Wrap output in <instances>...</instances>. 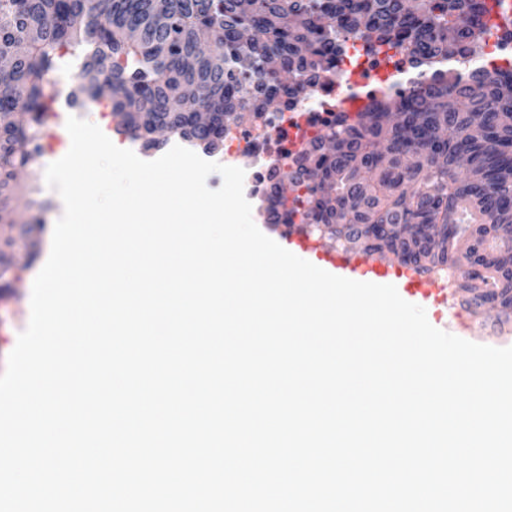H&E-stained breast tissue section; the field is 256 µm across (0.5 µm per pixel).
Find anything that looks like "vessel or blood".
Listing matches in <instances>:
<instances>
[{"label": "vessel or blood", "instance_id": "b4317fda", "mask_svg": "<svg viewBox=\"0 0 512 512\" xmlns=\"http://www.w3.org/2000/svg\"><path fill=\"white\" fill-rule=\"evenodd\" d=\"M288 248L301 255H317L323 263L324 270L337 276L385 284L391 275L386 262L377 256L336 252L322 248L319 244L299 235L289 237ZM400 277L404 285L399 288L398 293L405 301H420L436 307L447 304L448 288L439 280L421 278L410 269L401 270Z\"/></svg>", "mask_w": 512, "mask_h": 512}]
</instances>
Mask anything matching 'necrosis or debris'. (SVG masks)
Here are the masks:
<instances>
[{
	"instance_id": "4bbe7bcc",
	"label": "necrosis or debris",
	"mask_w": 512,
	"mask_h": 512,
	"mask_svg": "<svg viewBox=\"0 0 512 512\" xmlns=\"http://www.w3.org/2000/svg\"><path fill=\"white\" fill-rule=\"evenodd\" d=\"M362 91L353 73L338 66L323 76L309 94L282 111L270 113L264 124H227L224 139L230 148L224 153V161L232 163L236 154H244L246 199H256L265 192L275 157L295 154L310 134L338 127L343 115L341 101L352 100Z\"/></svg>"
}]
</instances>
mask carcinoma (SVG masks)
<instances>
[{"mask_svg": "<svg viewBox=\"0 0 512 512\" xmlns=\"http://www.w3.org/2000/svg\"><path fill=\"white\" fill-rule=\"evenodd\" d=\"M489 13L487 0H253L249 11L240 0H170L163 23L152 0H0V46L27 43L0 71V115L29 116L0 127V224L13 223L19 194L34 192L16 171L35 151L15 145L37 139L62 47L84 55L80 91L109 98L151 150L155 125L187 132L172 115L184 86H196V105L226 123L258 119L273 100L296 101L358 38L366 54L382 53L417 79L311 138L282 174L292 196L270 185L268 219L279 223L289 205L300 232L323 224L349 240L368 224H426L424 238L387 236L391 252L404 264L412 257L421 275L474 258L484 275L461 285L463 304L475 314L487 300L512 310V60L466 74L439 68L500 29L483 22ZM203 44L213 54L186 67Z\"/></svg>", "mask_w": 512, "mask_h": 512, "instance_id": "obj_1", "label": "carcinoma"}]
</instances>
